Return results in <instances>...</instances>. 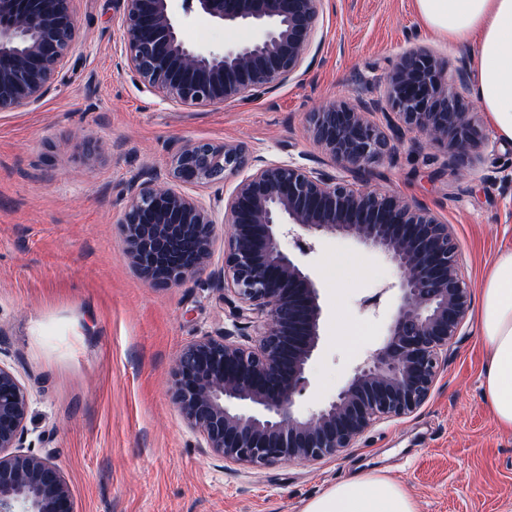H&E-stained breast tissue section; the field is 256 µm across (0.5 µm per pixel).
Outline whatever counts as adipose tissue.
<instances>
[{
	"label": "adipose tissue",
	"instance_id": "ef3b65f1",
	"mask_svg": "<svg viewBox=\"0 0 512 512\" xmlns=\"http://www.w3.org/2000/svg\"><path fill=\"white\" fill-rule=\"evenodd\" d=\"M438 38L476 48L472 95L499 135L512 140V0H414ZM477 323L488 350L484 400L499 427L512 431V246L496 255L481 287ZM302 512H415L408 491L385 474L337 482Z\"/></svg>",
	"mask_w": 512,
	"mask_h": 512
}]
</instances>
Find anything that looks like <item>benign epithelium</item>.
Here are the masks:
<instances>
[{"label":"benign epithelium","instance_id":"benign-epithelium-1","mask_svg":"<svg viewBox=\"0 0 512 512\" xmlns=\"http://www.w3.org/2000/svg\"><path fill=\"white\" fill-rule=\"evenodd\" d=\"M72 0H0V111L38 103L76 38ZM126 65L140 84L183 106H223L257 97L300 71L320 0H122ZM196 11L245 41L204 48L181 35L178 10ZM470 64L450 70L431 51L405 52L379 82L383 95L331 103L309 115L308 131L336 173L293 160L250 157L234 144L189 143L163 175L146 165L131 186L119 224L132 266L153 286L179 285L212 253L216 210L162 185L221 181L248 173L224 200L232 227L224 263L211 272L234 303L231 327L203 335L178 355L173 402L188 428L226 464L314 465L352 448L376 422L408 415L429 398L440 357L467 319L471 294L451 228L421 205L347 179L365 174L418 133L459 165L489 143L461 89ZM384 113L392 136L368 119ZM323 236L349 237L385 254L397 280L387 339L346 384L309 415L294 406L306 390L324 308L315 276L281 247L300 251ZM251 337V343L236 340ZM30 395L0 363V512H72L68 484L50 452H23Z\"/></svg>","mask_w":512,"mask_h":512}]
</instances>
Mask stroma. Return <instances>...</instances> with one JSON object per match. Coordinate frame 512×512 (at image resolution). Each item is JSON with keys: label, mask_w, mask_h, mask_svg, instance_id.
Masks as SVG:
<instances>
[{"label": "stroma", "mask_w": 512, "mask_h": 512, "mask_svg": "<svg viewBox=\"0 0 512 512\" xmlns=\"http://www.w3.org/2000/svg\"><path fill=\"white\" fill-rule=\"evenodd\" d=\"M77 39L37 104L0 112V362L30 394L25 443L50 449L74 512H301L328 487L381 471L406 487L415 512H512V431L483 399L488 353L467 318L428 400L375 424L356 447L315 465H227L200 448L173 404L177 352L231 323L233 304L201 274L175 287L145 283L118 227L144 162L166 168L187 142H230L269 161L320 166L311 112L353 100L358 76L388 71L414 47L474 59L470 44L426 33L413 0H322L298 78L221 107L162 100L129 72L120 0H73ZM188 43L249 38L197 13L179 16ZM512 141L493 137L467 169L426 145L374 166L369 187L426 206L451 225L480 304L486 271L512 246ZM300 260L317 279L324 336L296 411L333 397L380 347L388 310L364 304L397 278L381 253L327 237Z\"/></svg>", "instance_id": "1"}]
</instances>
